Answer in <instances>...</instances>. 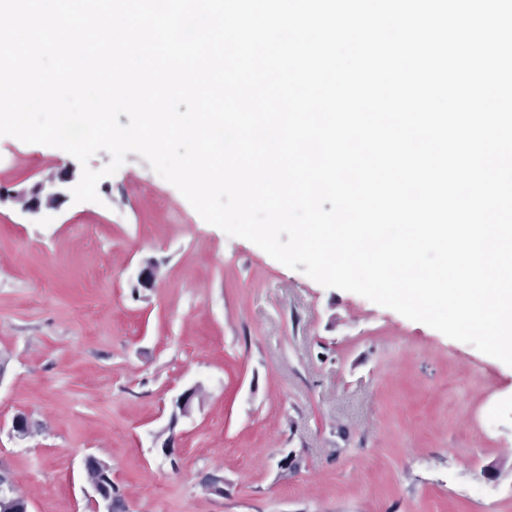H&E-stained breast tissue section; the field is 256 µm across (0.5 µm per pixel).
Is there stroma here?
Returning a JSON list of instances; mask_svg holds the SVG:
<instances>
[{"mask_svg":"<svg viewBox=\"0 0 512 512\" xmlns=\"http://www.w3.org/2000/svg\"><path fill=\"white\" fill-rule=\"evenodd\" d=\"M80 176L0 137V190L60 194L0 204V460L31 512H92L88 455L124 512H512L511 366L228 236L137 154L99 202Z\"/></svg>","mask_w":512,"mask_h":512,"instance_id":"obj_1","label":"stroma"}]
</instances>
